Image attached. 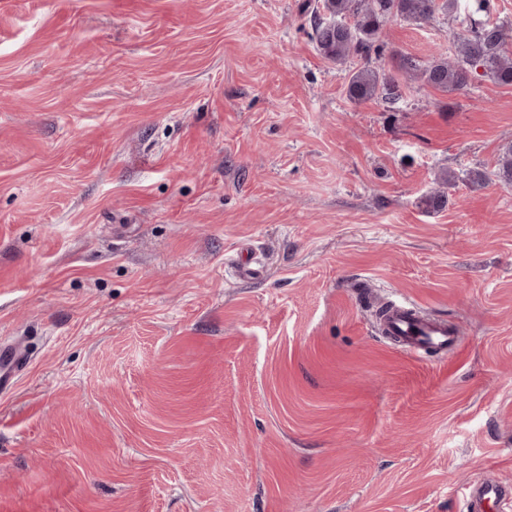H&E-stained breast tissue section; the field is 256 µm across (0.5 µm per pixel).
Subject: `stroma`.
<instances>
[{
    "instance_id": "stroma-1",
    "label": "stroma",
    "mask_w": 512,
    "mask_h": 512,
    "mask_svg": "<svg viewBox=\"0 0 512 512\" xmlns=\"http://www.w3.org/2000/svg\"><path fill=\"white\" fill-rule=\"evenodd\" d=\"M311 0H0V512H466L512 489V86L355 103ZM457 23L388 22L419 64ZM457 175L445 208L421 201ZM266 268L241 279L235 264ZM460 337L412 354L374 311ZM30 358L22 342L0 348V393L12 388L27 370ZM490 496H494L495 498L501 500L504 497L508 496V499H511V489H506L504 487L486 485L482 488L470 489L467 488V497H468V511L469 512H483V504L484 501L489 499Z\"/></svg>"
}]
</instances>
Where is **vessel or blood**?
I'll list each match as a JSON object with an SVG mask.
<instances>
[{
    "label": "vessel or blood",
    "instance_id": "vessel-or-blood-1",
    "mask_svg": "<svg viewBox=\"0 0 512 512\" xmlns=\"http://www.w3.org/2000/svg\"><path fill=\"white\" fill-rule=\"evenodd\" d=\"M386 329L390 335L402 337L404 347L414 352L426 348L444 352L459 341L458 334L449 330L446 323L424 319L416 313L411 303L393 307ZM29 364V354L23 343L1 347L0 393L12 388ZM509 495H512V490L492 485L468 490V512H483L485 500L492 497L501 499Z\"/></svg>",
    "mask_w": 512,
    "mask_h": 512
}]
</instances>
